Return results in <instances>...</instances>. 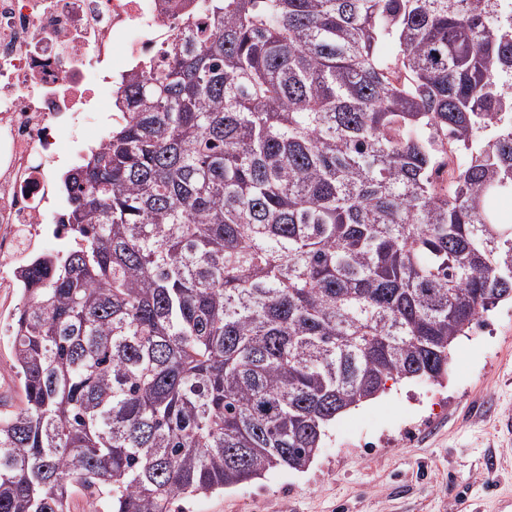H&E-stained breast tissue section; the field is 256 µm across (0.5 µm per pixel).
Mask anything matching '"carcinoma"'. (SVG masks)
Returning a JSON list of instances; mask_svg holds the SVG:
<instances>
[{
  "label": "carcinoma",
  "instance_id": "cac0c4a2",
  "mask_svg": "<svg viewBox=\"0 0 512 512\" xmlns=\"http://www.w3.org/2000/svg\"><path fill=\"white\" fill-rule=\"evenodd\" d=\"M16 273L0 512L303 470L512 299V0H203Z\"/></svg>",
  "mask_w": 512,
  "mask_h": 512
}]
</instances>
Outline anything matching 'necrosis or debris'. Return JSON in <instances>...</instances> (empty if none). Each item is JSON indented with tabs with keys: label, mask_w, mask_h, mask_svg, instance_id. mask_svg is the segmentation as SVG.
<instances>
[{
	"label": "necrosis or debris",
	"mask_w": 512,
	"mask_h": 512,
	"mask_svg": "<svg viewBox=\"0 0 512 512\" xmlns=\"http://www.w3.org/2000/svg\"><path fill=\"white\" fill-rule=\"evenodd\" d=\"M197 0H0V288L21 251L58 223L52 161L102 145L113 72L155 55Z\"/></svg>",
	"instance_id": "obj_1"
}]
</instances>
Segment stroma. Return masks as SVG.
Instances as JSON below:
<instances>
[{"label": "stroma", "instance_id": "1", "mask_svg": "<svg viewBox=\"0 0 512 512\" xmlns=\"http://www.w3.org/2000/svg\"><path fill=\"white\" fill-rule=\"evenodd\" d=\"M0 290V399L23 405ZM447 381H398L338 416L308 469H278L186 512H512V301L459 337Z\"/></svg>", "mask_w": 512, "mask_h": 512}]
</instances>
